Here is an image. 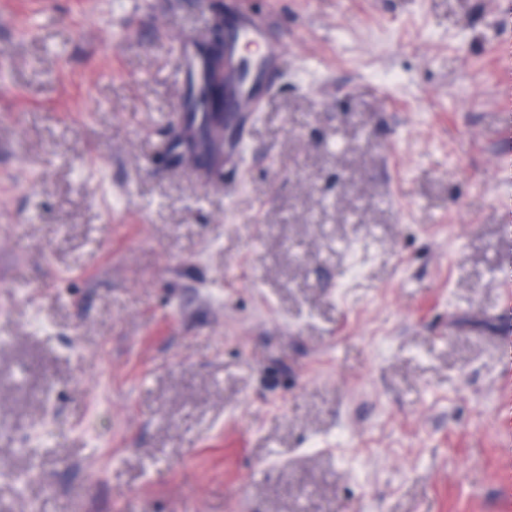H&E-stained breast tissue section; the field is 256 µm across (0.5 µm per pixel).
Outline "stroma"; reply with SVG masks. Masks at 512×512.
I'll list each match as a JSON object with an SVG mask.
<instances>
[{
  "label": "stroma",
  "mask_w": 512,
  "mask_h": 512,
  "mask_svg": "<svg viewBox=\"0 0 512 512\" xmlns=\"http://www.w3.org/2000/svg\"><path fill=\"white\" fill-rule=\"evenodd\" d=\"M510 339L512 0H0V512H512ZM237 31L241 38L247 39L256 48V56L252 57L248 64H245L239 54L238 42L236 47L230 45L224 48V41L228 37L224 30V15H219L215 19L208 49L213 57L218 56L224 49V77L235 93L227 112L256 111L259 102L252 96L255 82L260 72L264 77L266 64L278 62L285 56L287 46L281 40L272 41L265 28L258 24L245 23ZM244 66L248 67V74L245 77ZM216 111L204 112L205 125L200 126V136L204 142H207L208 124L211 119L220 117L224 123L228 119L227 112ZM177 52L182 62L180 72L188 69L192 75V82H199L206 69V56L197 53L195 44L192 41H181L178 45Z\"/></svg>",
  "instance_id": "35a3bbf8"
}]
</instances>
